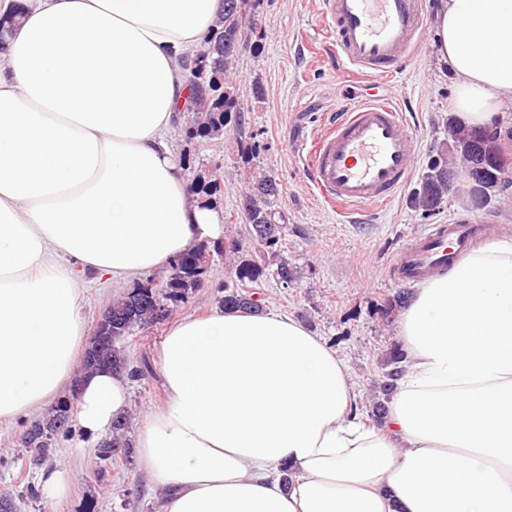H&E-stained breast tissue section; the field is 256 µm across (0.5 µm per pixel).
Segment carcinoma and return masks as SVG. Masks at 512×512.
<instances>
[{
    "mask_svg": "<svg viewBox=\"0 0 512 512\" xmlns=\"http://www.w3.org/2000/svg\"><path fill=\"white\" fill-rule=\"evenodd\" d=\"M245 0H224V20L211 31L207 39L208 58L201 73H196V61L186 64L187 80L191 94L185 108L193 114V129L190 136L194 139L209 140L215 134L224 131V127L237 119V102L224 91V83L217 77L224 74L230 60L240 45V18L242 3ZM457 147L448 150L444 147L433 150L424 167L419 189L414 192V206L428 214L436 213L448 190L459 191V185L448 187V170L453 169L464 175L476 165L499 184L498 197L512 193V176L508 174L506 163L497 145V132L487 128L480 130H460L454 133ZM279 193L278 184L271 178L259 180L253 189L242 196L241 212L249 226L248 236L252 244L266 252L282 244L286 226L278 223L275 212L269 207V199ZM176 275L156 290L143 284L127 293L121 301L112 305V340H117L148 320L163 317V301L183 300L185 291L200 281L204 272L202 263L180 256L170 263ZM265 268L252 259H242L236 265L235 281L224 283V307L228 309L256 310L260 304L244 286L257 281L264 275ZM404 353L394 349L387 360L380 389L387 392L393 388L402 374ZM36 425H31L25 434V447L31 452V460L40 465L46 459L52 444L35 433ZM125 424L119 422L112 426L114 439L102 442L97 448V459L101 462L98 475L108 473L107 462L112 459L114 445L123 436Z\"/></svg>",
    "mask_w": 512,
    "mask_h": 512,
    "instance_id": "1",
    "label": "carcinoma"
}]
</instances>
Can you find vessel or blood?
Returning a JSON list of instances; mask_svg holds the SVG:
<instances>
[{
  "label": "vessel or blood",
  "mask_w": 512,
  "mask_h": 512,
  "mask_svg": "<svg viewBox=\"0 0 512 512\" xmlns=\"http://www.w3.org/2000/svg\"><path fill=\"white\" fill-rule=\"evenodd\" d=\"M325 23L345 68L372 79L396 73L410 58L426 25L423 0H323ZM417 140L400 103L371 93L336 118L306 153L308 178L330 205L376 207L392 201L408 183ZM488 224L466 218L433 225L395 255L393 276L414 282L449 268Z\"/></svg>",
  "instance_id": "b4317fda"
}]
</instances>
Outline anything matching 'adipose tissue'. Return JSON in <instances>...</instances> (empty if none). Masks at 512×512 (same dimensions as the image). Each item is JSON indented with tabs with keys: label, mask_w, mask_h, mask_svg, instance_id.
<instances>
[{
	"label": "adipose tissue",
	"mask_w": 512,
	"mask_h": 512,
	"mask_svg": "<svg viewBox=\"0 0 512 512\" xmlns=\"http://www.w3.org/2000/svg\"><path fill=\"white\" fill-rule=\"evenodd\" d=\"M224 0H0V420L69 385L84 344L74 267L128 283L224 232L169 134L185 60ZM436 58L459 124L512 99V0H441ZM407 363L383 428L336 352L290 316L220 307L156 354L166 403L138 430L160 512H512V242L492 240L406 304ZM124 373L78 389L99 437Z\"/></svg>",
	"instance_id": "adipose-tissue-1"
}]
</instances>
